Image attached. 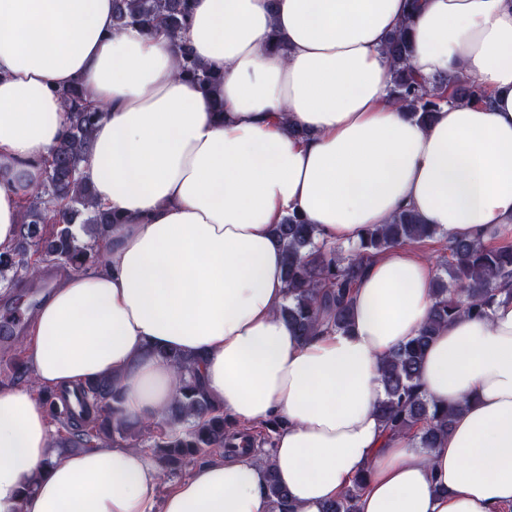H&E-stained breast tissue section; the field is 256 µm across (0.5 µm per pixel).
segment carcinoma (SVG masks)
I'll return each instance as SVG.
<instances>
[{
  "instance_id": "obj_1",
  "label": "carcinoma",
  "mask_w": 512,
  "mask_h": 512,
  "mask_svg": "<svg viewBox=\"0 0 512 512\" xmlns=\"http://www.w3.org/2000/svg\"><path fill=\"white\" fill-rule=\"evenodd\" d=\"M191 11V0H112L116 28L138 26L148 32L164 28L174 37L187 27ZM407 29L405 25L394 32L384 46L391 67V96L399 107L407 108L425 124L445 102L490 103L480 84L470 77L451 86L448 78L439 77L427 86L411 65ZM182 58L178 74L192 77L202 90L210 91L222 81V76L192 60L187 52H182ZM62 98L68 112L66 133L52 153L41 186L22 201L14 245L0 252V283L8 288L34 279V253L47 267L79 268L102 261L104 245L119 223L112 210L97 205L91 185L81 177L92 133L108 110L88 104L76 84L64 90ZM275 233L284 250L288 288V304L280 314L304 339L350 327L351 288L373 258L395 246L418 245L441 236L409 210L401 211L388 224L366 229L359 241L347 248L320 238L317 228L295 213L287 215ZM444 266L449 280L436 277L435 304L428 322L387 357L382 369L386 397L378 406L379 418L388 432L397 435L421 425L422 448L438 447L458 413L454 408H438L419 392L424 352L448 320L463 313L482 317L496 300L512 298V243L488 248L464 238L450 240ZM164 357L178 371V387L166 418L154 427L142 424L136 430V422L122 415L118 383L113 378L80 387V410L65 416L54 395L46 394L48 416L67 429L62 449L129 440L134 447L148 449L165 476L211 451L241 453L235 443L239 436L236 422L215 412L193 363L178 353ZM264 465L273 512H293L272 458ZM365 486V477L355 478L323 512H358Z\"/></svg>"
}]
</instances>
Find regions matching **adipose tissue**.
<instances>
[{
    "label": "adipose tissue",
    "instance_id": "obj_1",
    "mask_svg": "<svg viewBox=\"0 0 512 512\" xmlns=\"http://www.w3.org/2000/svg\"><path fill=\"white\" fill-rule=\"evenodd\" d=\"M180 40L115 29L112 0H0V249L64 136L61 93L108 105L82 166L121 222L106 259L58 278L30 317L34 386L0 389V512H270L262 463H202L160 495L140 448L55 456L41 392L119 378L124 415L161 421L173 350L225 414L276 419L272 458L295 512L365 476L359 512H512V301L443 326L422 363L431 402L461 406L441 445L389 434L381 369L435 299L416 249L354 281L352 327L302 339L279 314L289 213L356 243L412 210L449 237H512V0H424L417 75L478 80L421 125L394 104L387 37L405 0H192ZM222 81L178 76L182 49Z\"/></svg>",
    "mask_w": 512,
    "mask_h": 512
}]
</instances>
